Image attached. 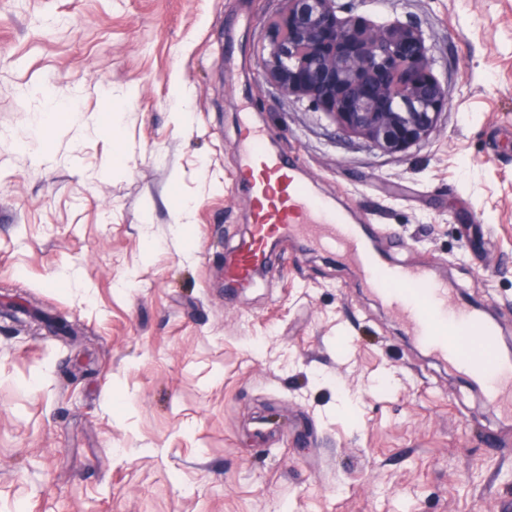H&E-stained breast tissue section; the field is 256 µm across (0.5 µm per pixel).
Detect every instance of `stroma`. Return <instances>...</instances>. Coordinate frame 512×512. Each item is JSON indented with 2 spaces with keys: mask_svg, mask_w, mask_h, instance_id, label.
<instances>
[{
  "mask_svg": "<svg viewBox=\"0 0 512 512\" xmlns=\"http://www.w3.org/2000/svg\"><path fill=\"white\" fill-rule=\"evenodd\" d=\"M343 2L423 30L448 96L427 142L380 152L271 84L284 0H0V512L512 502V426L340 253L293 239L224 286L248 112L377 251L512 337V0Z\"/></svg>",
  "mask_w": 512,
  "mask_h": 512,
  "instance_id": "stroma-1",
  "label": "stroma"
}]
</instances>
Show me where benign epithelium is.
Listing matches in <instances>:
<instances>
[{"instance_id": "obj_1", "label": "benign epithelium", "mask_w": 512, "mask_h": 512, "mask_svg": "<svg viewBox=\"0 0 512 512\" xmlns=\"http://www.w3.org/2000/svg\"><path fill=\"white\" fill-rule=\"evenodd\" d=\"M267 79L384 153L429 139L448 100L422 31L347 14L337 0H286L268 23Z\"/></svg>"}]
</instances>
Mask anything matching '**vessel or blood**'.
Returning a JSON list of instances; mask_svg holds the SVG:
<instances>
[{"label":"vessel or blood","instance_id":"vessel-or-blood-1","mask_svg":"<svg viewBox=\"0 0 512 512\" xmlns=\"http://www.w3.org/2000/svg\"><path fill=\"white\" fill-rule=\"evenodd\" d=\"M237 152L238 173L249 189L252 224L224 268L225 281L247 286L257 269L272 266L271 244L295 235L340 251L369 290L403 319L416 342L479 383L501 420L512 421V359L497 354L498 330L481 308L462 298L448 281L382 260L358 225L314 196L297 162L268 150L262 131L250 122L240 128Z\"/></svg>","mask_w":512,"mask_h":512}]
</instances>
